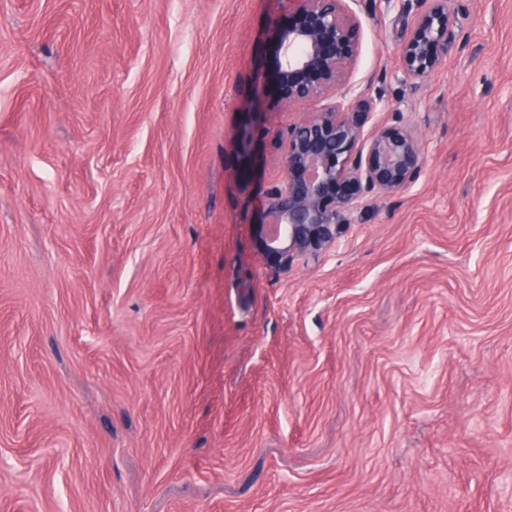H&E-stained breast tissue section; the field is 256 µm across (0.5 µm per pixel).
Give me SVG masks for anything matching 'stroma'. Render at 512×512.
<instances>
[{
    "mask_svg": "<svg viewBox=\"0 0 512 512\" xmlns=\"http://www.w3.org/2000/svg\"><path fill=\"white\" fill-rule=\"evenodd\" d=\"M458 6L414 89L361 0L424 161L286 265L276 0H0V512H512V0Z\"/></svg>",
    "mask_w": 512,
    "mask_h": 512,
    "instance_id": "35a3bbf8",
    "label": "stroma"
}]
</instances>
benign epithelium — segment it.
I'll return each instance as SVG.
<instances>
[{
    "label": "benign epithelium",
    "mask_w": 512,
    "mask_h": 512,
    "mask_svg": "<svg viewBox=\"0 0 512 512\" xmlns=\"http://www.w3.org/2000/svg\"><path fill=\"white\" fill-rule=\"evenodd\" d=\"M359 0H279L288 26L270 20L278 53L280 110L306 107L305 117L282 135L285 177L264 201L268 253L286 264L305 263L336 243L368 196L406 188L423 160L408 127L366 123L383 110L380 97L354 83L361 53ZM451 0H418L420 11L399 47L404 77L416 86L449 55L464 48Z\"/></svg>",
    "instance_id": "1"
}]
</instances>
